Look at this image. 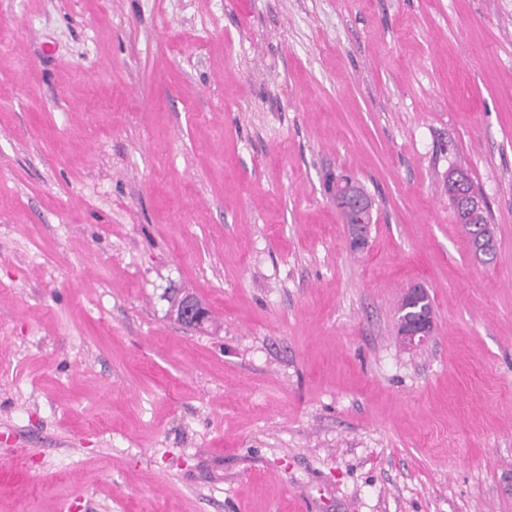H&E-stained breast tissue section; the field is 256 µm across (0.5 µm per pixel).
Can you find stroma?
Segmentation results:
<instances>
[{
  "label": "stroma",
  "mask_w": 512,
  "mask_h": 512,
  "mask_svg": "<svg viewBox=\"0 0 512 512\" xmlns=\"http://www.w3.org/2000/svg\"><path fill=\"white\" fill-rule=\"evenodd\" d=\"M1 460L0 512H512V0H0ZM356 183L353 180L343 181L336 187L334 197L336 205H342L355 209L359 215L363 216L367 210V201L356 189ZM449 200V199H448ZM454 220L456 224H460L468 243H473L472 250L476 255L483 254V244L479 238L487 232L490 227V217L487 205L483 204L478 208H469L467 206H455L449 200ZM485 241H488L484 247L486 251L496 252V237L495 232L489 230L485 235ZM337 208L342 214L344 223L348 225V231H350L349 225L353 224L352 236H349L348 240L349 247L351 246V248L355 250L366 249L368 247L372 224H359L358 221L360 219L356 214L345 209H341L338 206ZM426 290L420 287L409 288L403 306V298L399 302L398 322L401 329L402 344L408 349H417L427 343L434 331V314L431 304L412 313L407 311L418 309V300L426 296ZM403 307V308H402ZM177 303L169 312V317L188 328H200L209 318L207 308L189 290H180L175 295Z\"/></svg>",
  "instance_id": "1"
}]
</instances>
